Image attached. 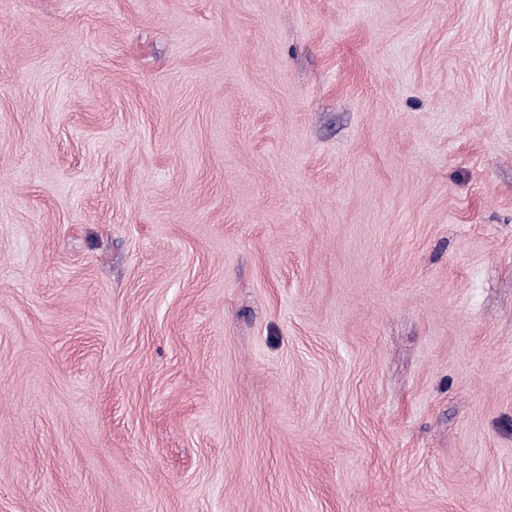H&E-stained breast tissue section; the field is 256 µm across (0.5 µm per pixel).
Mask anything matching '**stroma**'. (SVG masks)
I'll use <instances>...</instances> for the list:
<instances>
[{"label": "stroma", "instance_id": "obj_1", "mask_svg": "<svg viewBox=\"0 0 512 512\" xmlns=\"http://www.w3.org/2000/svg\"><path fill=\"white\" fill-rule=\"evenodd\" d=\"M0 512H512V0H0Z\"/></svg>", "mask_w": 512, "mask_h": 512}]
</instances>
